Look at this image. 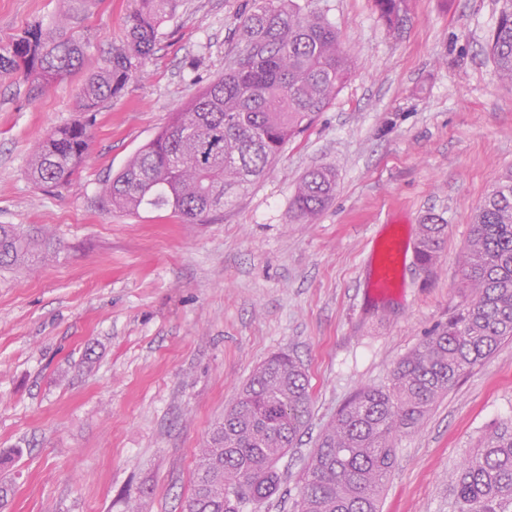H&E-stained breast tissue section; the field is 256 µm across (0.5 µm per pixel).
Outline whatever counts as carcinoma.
Instances as JSON below:
<instances>
[{
	"mask_svg": "<svg viewBox=\"0 0 512 512\" xmlns=\"http://www.w3.org/2000/svg\"><path fill=\"white\" fill-rule=\"evenodd\" d=\"M89 0H72L50 24L30 23L0 48V77L38 89L79 72L86 42L67 34ZM126 42L81 86L80 112H97L154 52L174 0H138ZM388 31L398 32L409 0H376ZM490 52L497 76L512 83V0H502ZM352 73L350 47L335 26L296 0H252L240 22V48L223 76L207 83L102 187L112 206L136 213L167 210L198 224L233 191L262 177L288 140L336 98ZM91 132L80 120L56 129L34 150L37 185L67 188L88 155ZM336 190V171L307 172L291 218L314 223ZM445 224H422L417 262L433 266ZM50 240L38 227L0 224V269L29 266ZM465 300L448 324L400 359L386 387H363L344 404L311 452L296 512H378L395 461L393 438L418 429L436 400L468 370L512 340V170L479 204L462 265ZM310 409L303 365L287 354L257 367L239 399L199 449L191 493L181 512H242L277 493L279 460L298 445ZM457 512H512V434L488 433L452 485Z\"/></svg>",
	"mask_w": 512,
	"mask_h": 512,
	"instance_id": "carcinoma-1",
	"label": "carcinoma"
}]
</instances>
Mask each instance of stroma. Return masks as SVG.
Masks as SVG:
<instances>
[{
    "label": "stroma",
    "mask_w": 512,
    "mask_h": 512,
    "mask_svg": "<svg viewBox=\"0 0 512 512\" xmlns=\"http://www.w3.org/2000/svg\"><path fill=\"white\" fill-rule=\"evenodd\" d=\"M350 45L351 78L267 173L201 224L129 213L102 194L222 75L251 0H177L153 55L92 121L72 186L28 176L34 148L80 119L77 93L125 37L134 0H95L82 73L43 92L0 79V224L44 226L59 249L0 271V512H180L197 452L257 366L293 353L310 383L298 447L262 507L295 512L304 465L338 409L388 386L396 362L464 301L477 206L512 168V83L489 46L501 0H411L390 34L375 0H303ZM68 0H0V47ZM327 165L336 191L316 223L290 221L301 177ZM447 224L436 264L407 260L399 288L373 287L379 245ZM512 429V341L464 374L394 441L380 512H453L449 489L488 432Z\"/></svg>",
    "instance_id": "stroma-1"
}]
</instances>
